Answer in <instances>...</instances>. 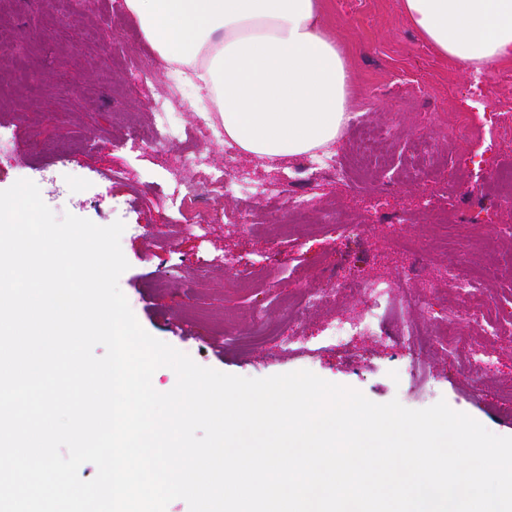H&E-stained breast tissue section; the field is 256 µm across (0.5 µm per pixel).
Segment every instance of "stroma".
Returning a JSON list of instances; mask_svg holds the SVG:
<instances>
[{
    "label": "stroma",
    "instance_id": "stroma-1",
    "mask_svg": "<svg viewBox=\"0 0 512 512\" xmlns=\"http://www.w3.org/2000/svg\"><path fill=\"white\" fill-rule=\"evenodd\" d=\"M324 25L341 41L350 67L353 113H364L387 133L377 167L342 183L319 173L311 156L264 160L242 152L226 154L224 141H200L193 129L202 105L195 88L176 83L169 68L143 37L122 0H0V28L13 31L23 59L0 63V190L28 179L55 216L70 213L107 226L122 221V252L129 263L119 287L142 328L188 354L201 366L247 378L306 369L361 391L376 403L399 400L411 409L446 401L499 436H512V206L501 181L512 169V122L496 134L478 131L469 159L453 140L430 137L429 156L412 147L415 115L437 112L448 123L467 105L472 84L449 59L417 34L402 0H322ZM151 69L133 81L123 62ZM112 71L111 88L96 80ZM420 83L414 107L401 108L403 85ZM184 104L180 142L138 151L126 146L130 129L148 130L147 104L172 87ZM498 152L482 153L489 140ZM206 153L213 166L253 183L279 182L271 200L242 201L235 189L192 207L206 232L191 233L167 194L174 179L195 180L178 158ZM460 206L454 223L476 216L471 238H446L439 226L447 189ZM304 192L311 208L304 222L288 215V196ZM242 211L228 226L213 213ZM494 278L476 294L493 300L498 338L488 344L490 372L475 374L465 351H424L425 378L410 377L405 325L423 329L462 324V303L443 274L445 267ZM387 284L391 290L388 335L356 336L339 344L325 335L327 324L367 313L361 295L338 288L341 280ZM313 303L288 314L297 294ZM423 307H415L414 299ZM291 329L300 352L279 337L250 338L254 315ZM296 328H289V319Z\"/></svg>",
    "mask_w": 512,
    "mask_h": 512
}]
</instances>
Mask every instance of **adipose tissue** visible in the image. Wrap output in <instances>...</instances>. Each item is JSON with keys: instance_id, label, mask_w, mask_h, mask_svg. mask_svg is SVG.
I'll list each match as a JSON object with an SVG mask.
<instances>
[{"instance_id": "adipose-tissue-1", "label": "adipose tissue", "mask_w": 512, "mask_h": 512, "mask_svg": "<svg viewBox=\"0 0 512 512\" xmlns=\"http://www.w3.org/2000/svg\"><path fill=\"white\" fill-rule=\"evenodd\" d=\"M179 80L209 99L225 141L249 156H303L351 119L342 44L321 0H124ZM421 39L463 71L491 72L512 54V0H403Z\"/></svg>"}]
</instances>
